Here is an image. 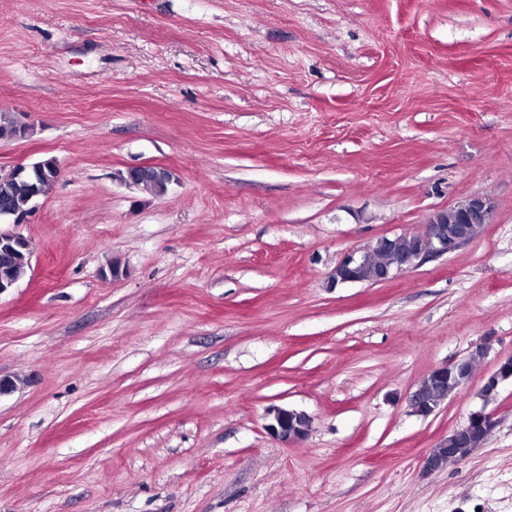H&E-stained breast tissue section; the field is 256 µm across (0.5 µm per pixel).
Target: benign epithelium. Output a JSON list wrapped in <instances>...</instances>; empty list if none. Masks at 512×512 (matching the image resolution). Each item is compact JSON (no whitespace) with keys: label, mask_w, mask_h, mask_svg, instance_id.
Returning a JSON list of instances; mask_svg holds the SVG:
<instances>
[{"label":"benign epithelium","mask_w":512,"mask_h":512,"mask_svg":"<svg viewBox=\"0 0 512 512\" xmlns=\"http://www.w3.org/2000/svg\"><path fill=\"white\" fill-rule=\"evenodd\" d=\"M493 205L490 198L470 195L454 205L430 213L424 222V231L415 234L412 248L399 254L394 263L380 267L376 272L377 282H386L410 272L429 258L452 255L471 243L467 225L488 224ZM372 250L369 247L355 248L345 252L331 273L333 284L359 283L361 272L369 266ZM512 377V357L500 362L498 369L485 384V395L495 392L499 382ZM477 422L493 424L492 414L483 409L470 413L466 423L454 430V435L464 437ZM311 427L310 417L282 406L273 405L266 410L265 428L270 436L288 445L302 440Z\"/></svg>","instance_id":"1"}]
</instances>
